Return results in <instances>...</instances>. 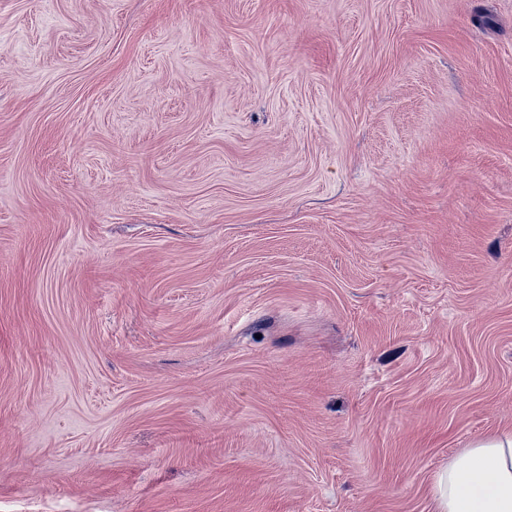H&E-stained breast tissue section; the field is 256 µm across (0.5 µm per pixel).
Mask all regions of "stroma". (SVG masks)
I'll return each instance as SVG.
<instances>
[{
  "instance_id": "stroma-1",
  "label": "stroma",
  "mask_w": 512,
  "mask_h": 512,
  "mask_svg": "<svg viewBox=\"0 0 512 512\" xmlns=\"http://www.w3.org/2000/svg\"><path fill=\"white\" fill-rule=\"evenodd\" d=\"M512 428V0H0V512H432Z\"/></svg>"
}]
</instances>
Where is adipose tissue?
<instances>
[{
	"label": "adipose tissue",
	"mask_w": 512,
	"mask_h": 512,
	"mask_svg": "<svg viewBox=\"0 0 512 512\" xmlns=\"http://www.w3.org/2000/svg\"><path fill=\"white\" fill-rule=\"evenodd\" d=\"M433 512H512V429L479 438L432 477Z\"/></svg>",
	"instance_id": "adipose-tissue-1"
}]
</instances>
